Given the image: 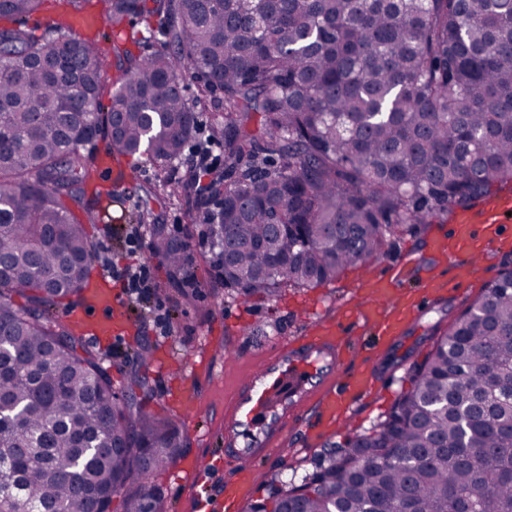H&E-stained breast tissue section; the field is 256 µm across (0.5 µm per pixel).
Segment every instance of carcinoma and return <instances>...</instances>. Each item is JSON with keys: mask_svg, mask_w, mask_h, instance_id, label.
I'll use <instances>...</instances> for the list:
<instances>
[{"mask_svg": "<svg viewBox=\"0 0 512 512\" xmlns=\"http://www.w3.org/2000/svg\"><path fill=\"white\" fill-rule=\"evenodd\" d=\"M43 0H0V512H163L153 477L182 448L121 399L102 353L53 309L95 250L88 146L168 171L217 95L224 170L189 219L215 278L275 298L381 255L388 239L512 183V0L91 2L112 42L36 38ZM140 17L164 39L121 37ZM112 59L115 75L102 63ZM197 85L189 100L186 81ZM173 282L186 248L153 223ZM386 418L251 512H512V270L448 323Z\"/></svg>", "mask_w": 512, "mask_h": 512, "instance_id": "obj_1", "label": "carcinoma"}]
</instances>
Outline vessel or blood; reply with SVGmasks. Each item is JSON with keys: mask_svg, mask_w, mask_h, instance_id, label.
Returning <instances> with one entry per match:
<instances>
[{"mask_svg": "<svg viewBox=\"0 0 512 512\" xmlns=\"http://www.w3.org/2000/svg\"><path fill=\"white\" fill-rule=\"evenodd\" d=\"M510 211L511 200H494L479 216L455 219L450 232L432 237L431 251L455 270L451 280L442 279L432 267L411 287L406 265L365 270L362 296L341 318L316 321L306 333L269 345L260 365L237 380L224 412V466L237 481L209 498L206 512H226L229 501L241 499L252 468L272 456L289 431L303 428L311 418L316 422L312 437L321 439L347 421L358 400L375 396L373 367L346 381L338 379L351 336L361 331L379 343L396 339L445 294L463 291L474 277L478 258L486 256L491 245L506 243L502 217ZM65 317L81 323L98 341L122 335L130 327L121 298L100 276L92 279L91 294L82 306L66 311Z\"/></svg>", "mask_w": 512, "mask_h": 512, "instance_id": "b4317fda", "label": "vessel or blood"}]
</instances>
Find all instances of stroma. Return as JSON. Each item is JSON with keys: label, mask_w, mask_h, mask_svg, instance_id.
<instances>
[{"label": "stroma", "mask_w": 512, "mask_h": 512, "mask_svg": "<svg viewBox=\"0 0 512 512\" xmlns=\"http://www.w3.org/2000/svg\"><path fill=\"white\" fill-rule=\"evenodd\" d=\"M126 170L128 178L123 184H115L107 177L89 184L86 189L93 211L92 221L85 229L98 254L123 258L129 224L134 223L144 205H151L166 233L188 243L190 260L187 269L197 280L198 288L194 297L181 299L174 285L167 281L165 266L155 264L150 249L142 248L138 259L155 266L160 295L172 313V332L165 337L155 335L144 323L145 306L134 304L129 312L135 321V336L112 344L103 341L99 348L115 388H122L125 376L142 373L151 388L152 408L169 416L183 432L184 445L178 461L155 477L162 491L164 512H198L199 490L189 485L180 462L208 455L213 465L223 466V458L215 455L214 450L219 446L224 401L236 381L256 367L260 338L288 339L307 329L308 318L329 319L342 315L358 298L357 277L361 268L357 265L347 267L336 279L312 288H285L273 300L258 294L245 297L213 287L204 258L205 249L199 242V228L188 223L186 217L189 189H182L174 197L151 202L147 193L156 181V168L141 159L127 161ZM449 224V219L437 218L433 223L391 238L377 259L378 265L406 257L425 264L434 263L429 241L439 228ZM510 268L512 247L491 252L464 293L448 295L446 301L426 312L406 336L379 349L374 360L378 396L358 401L347 423L336 428L328 441L317 445L306 442L302 433L290 434L275 456L255 470L253 500L268 498L291 476L301 477L311 472L331 444L352 440L383 420L407 388L408 371L424 359L434 341L447 329L449 321L460 312L463 302L475 298L487 282ZM138 343L148 348L146 358L135 357L133 348ZM202 350L208 351L211 365L195 373L200 403L194 408L174 410L172 395L179 381L172 370L157 368L156 363L163 356L180 361Z\"/></svg>", "instance_id": "35a3bbf8"}]
</instances>
